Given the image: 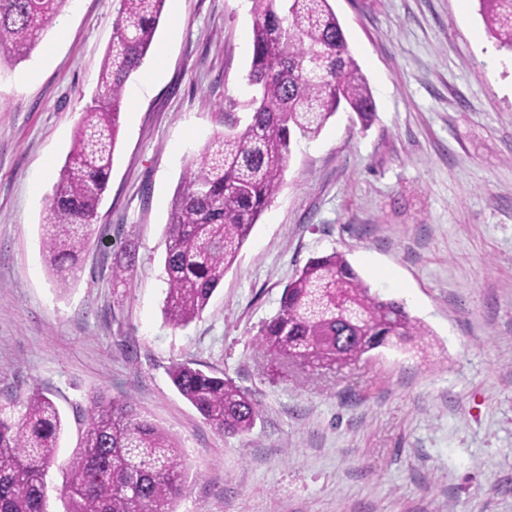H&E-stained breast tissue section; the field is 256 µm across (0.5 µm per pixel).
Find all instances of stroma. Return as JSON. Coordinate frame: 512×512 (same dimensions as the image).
<instances>
[{
	"label": "stroma",
	"mask_w": 512,
	"mask_h": 512,
	"mask_svg": "<svg viewBox=\"0 0 512 512\" xmlns=\"http://www.w3.org/2000/svg\"><path fill=\"white\" fill-rule=\"evenodd\" d=\"M377 108L299 141L283 184L201 316H164L171 203L185 168L246 121L249 0L166 4L125 84L108 188L59 283L43 255L57 175L95 93L120 0H69L25 59L0 60V408L35 391L64 421L47 512L93 396L129 399L180 443L175 512H512V53L478 0H331ZM159 72L150 87L146 74ZM339 252L431 332L333 369H284L256 339L309 258ZM126 283L112 269L127 264ZM191 361L260 404L218 433L173 387Z\"/></svg>",
	"instance_id": "35a3bbf8"
}]
</instances>
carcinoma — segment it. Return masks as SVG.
I'll return each instance as SVG.
<instances>
[{
    "label": "carcinoma",
    "instance_id": "obj_1",
    "mask_svg": "<svg viewBox=\"0 0 512 512\" xmlns=\"http://www.w3.org/2000/svg\"><path fill=\"white\" fill-rule=\"evenodd\" d=\"M68 0H0V51L27 57ZM488 33L512 51V0H478ZM245 128L214 136L184 171L169 213L164 260L167 321L200 316L279 191L293 144L316 138L337 112L368 127L371 88L331 0H251ZM166 0H121L97 96L84 112L53 186L43 251L58 274L83 251L108 186L123 90L154 40ZM429 332L405 306L372 293L336 252L311 258L284 288L259 352L284 364H346L381 347L414 349ZM178 393L219 432L244 434L260 407L233 381L189 362L169 369ZM63 431L53 401L28 397L17 419L0 415V512H47L45 473ZM188 470L176 438L140 417L129 399L92 398L79 451L63 472L65 512H174Z\"/></svg>",
    "mask_w": 512,
    "mask_h": 512
}]
</instances>
